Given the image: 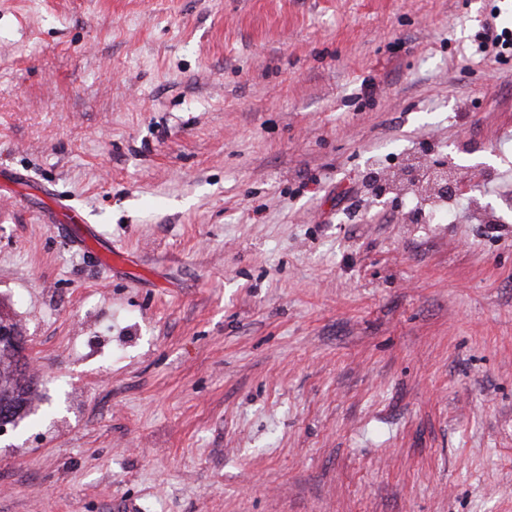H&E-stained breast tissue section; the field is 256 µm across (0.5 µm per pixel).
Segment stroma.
Wrapping results in <instances>:
<instances>
[{
	"mask_svg": "<svg viewBox=\"0 0 512 512\" xmlns=\"http://www.w3.org/2000/svg\"><path fill=\"white\" fill-rule=\"evenodd\" d=\"M493 11L0 0V309L38 358L0 512H512ZM492 22L487 23L483 28V32L476 35L477 51L486 53L490 46L496 50V56H503L506 50L512 49V37L510 33L502 29L499 33L497 24L495 22L496 15L491 14ZM59 207L60 209L64 210L62 214L64 217V223L61 224V226L65 228L70 234V239L73 243V246L79 250L87 251L89 247L87 245L86 239L79 232L78 226L85 223L83 214L77 211L75 208L63 203H60Z\"/></svg>",
	"mask_w": 512,
	"mask_h": 512,
	"instance_id": "1",
	"label": "stroma"
}]
</instances>
